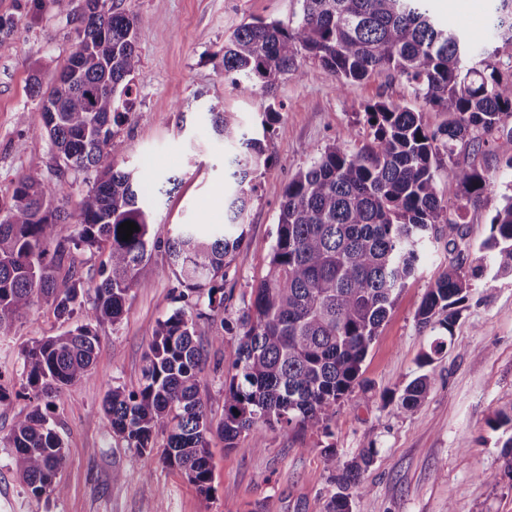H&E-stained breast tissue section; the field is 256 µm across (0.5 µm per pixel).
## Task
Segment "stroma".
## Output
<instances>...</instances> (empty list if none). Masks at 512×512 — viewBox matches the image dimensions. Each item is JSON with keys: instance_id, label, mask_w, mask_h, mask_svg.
Wrapping results in <instances>:
<instances>
[{"instance_id": "1", "label": "stroma", "mask_w": 512, "mask_h": 512, "mask_svg": "<svg viewBox=\"0 0 512 512\" xmlns=\"http://www.w3.org/2000/svg\"><path fill=\"white\" fill-rule=\"evenodd\" d=\"M112 2L143 21L135 106L117 129L125 146L118 165L146 185L161 186L170 177L180 181L171 194L147 198L156 229L224 221V196L232 190L224 180V157L231 149L214 136L209 106L237 113L249 131L268 105L280 113L265 140L270 162L245 213L243 243L226 270L224 289L232 294L226 320H236L266 274L289 177L335 139L351 150L360 146L370 131L366 103L384 97L407 105L431 130L447 120L384 73L337 90L333 74L308 57L300 61L301 77L281 79L273 96L242 97L224 74L225 41L246 22L297 20L301 0ZM427 7L442 29L490 34L494 0H427ZM84 12L85 0H0V200H9L28 172L53 175L34 85H49L66 65ZM510 155L512 137L501 130L475 157L460 156V164H475L489 180L474 204L461 203V189L447 168L438 171L439 197L461 204L462 218L456 231L442 224L431 233L425 255L369 348L359 384L336 409L330 436L268 429L258 450L249 435L228 449L212 434L206 494L160 463L165 436H157L142 456L113 440L104 426L103 400L114 387H138L158 322L179 306L175 277L157 253L141 271L142 286L130 291L120 322L97 325L100 343L89 375L66 387L48 409L64 444V495H32L15 472L10 449L0 447V512H316L319 501L336 490L324 459L328 446L343 463L363 449L375 451L362 473L367 491L354 498L353 512H512V455L505 448L512 429L489 424L496 413L512 411V275L490 272L473 281L448 348L433 365L428 396L412 414L395 403L419 375L418 359L432 340L415 318L423 295L456 255H463L467 267L492 263L481 244L512 185V169L505 165ZM220 322L202 319L197 326L208 351L199 391L216 422L224 416L222 384L237 346L231 333L213 341ZM64 328L50 302L36 299L28 319L0 335V383L19 390L23 352Z\"/></svg>"}]
</instances>
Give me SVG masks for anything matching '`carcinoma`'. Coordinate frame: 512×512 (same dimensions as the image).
Listing matches in <instances>:
<instances>
[{"instance_id": "obj_1", "label": "carcinoma", "mask_w": 512, "mask_h": 512, "mask_svg": "<svg viewBox=\"0 0 512 512\" xmlns=\"http://www.w3.org/2000/svg\"><path fill=\"white\" fill-rule=\"evenodd\" d=\"M295 24L257 20L224 42V72L244 97L273 92L288 76H301L300 59L319 60L336 78V89L387 73L404 81L415 97L448 114L435 130L409 107L380 98L364 112L369 140L354 152L336 140L298 170L282 192L268 270L237 318L238 345L224 380V418L213 425L200 396L207 362L197 321L224 314L225 268L239 249L241 219L256 191L254 180L268 164L263 139L278 117L263 113L261 130L248 132L236 113L209 108L211 129L236 152L224 174L236 185L224 198L226 223L202 235L182 224L161 238L144 206L145 190L131 171L118 168L124 144L113 127L133 111L140 60L141 20L103 0H86L76 49L57 79L41 93L43 131L53 148L55 180L30 171L0 202V335L24 322L34 299L52 301L59 317L82 320L25 350L21 389L29 410L17 415L0 444L12 449L13 465L35 496L64 494L58 478L63 440L45 413L48 399L89 374L99 336L94 325L117 323L132 288L143 286L142 268L161 251L179 288L182 305L158 323L145 355L137 389L112 388L103 402L112 438L142 456L162 434L161 462L179 469L199 491L210 490L209 440L217 431L227 448L243 434L265 447L263 430L317 427L328 433L336 405L350 395L368 350L418 265L438 224L453 231L460 206L438 197L437 172L467 198L479 197L487 178L462 153H476L487 135L512 118V0H496L492 44L460 37L437 26L425 0H301ZM95 174L92 187L71 213L67 175ZM491 220L481 249L493 252L499 274L512 273V195ZM138 226L123 240L118 227ZM90 251L106 259L100 282L86 304L83 277L73 254ZM64 279H59L64 260ZM484 267L448 270L426 292L416 313L422 328H441L419 367L438 359L472 281ZM432 375L411 380L398 406L414 413L431 389ZM373 449L342 464L326 454L337 492L319 512H352Z\"/></svg>"}]
</instances>
